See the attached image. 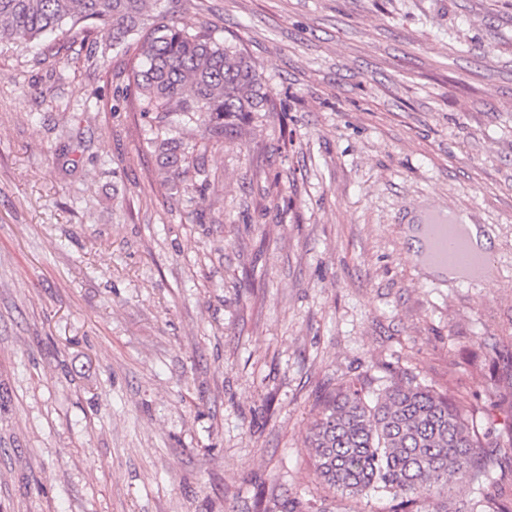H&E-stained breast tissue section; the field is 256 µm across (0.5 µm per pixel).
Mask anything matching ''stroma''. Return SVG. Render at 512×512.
Returning <instances> with one entry per match:
<instances>
[{
    "mask_svg": "<svg viewBox=\"0 0 512 512\" xmlns=\"http://www.w3.org/2000/svg\"><path fill=\"white\" fill-rule=\"evenodd\" d=\"M263 76L245 141L166 181L99 27L0 45V512H388L321 486L326 394L399 378L504 432L512 0H160ZM485 227L495 284L408 218Z\"/></svg>",
    "mask_w": 512,
    "mask_h": 512,
    "instance_id": "obj_1",
    "label": "stroma"
}]
</instances>
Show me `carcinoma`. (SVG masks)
Here are the masks:
<instances>
[{
    "instance_id": "cac0c4a2",
    "label": "carcinoma",
    "mask_w": 512,
    "mask_h": 512,
    "mask_svg": "<svg viewBox=\"0 0 512 512\" xmlns=\"http://www.w3.org/2000/svg\"><path fill=\"white\" fill-rule=\"evenodd\" d=\"M158 0H0V44H25L67 27L93 23L112 31V45L134 46L127 88L161 170L187 173L210 141L240 138L257 112H267L261 74L244 50L191 32L154 13ZM196 132L187 145L172 121ZM314 472L344 498L389 495L391 512H448L441 498L466 486L479 490L512 472V430L489 453L463 401L413 381H396L374 401L366 383L349 382L328 397L306 435Z\"/></svg>"
}]
</instances>
